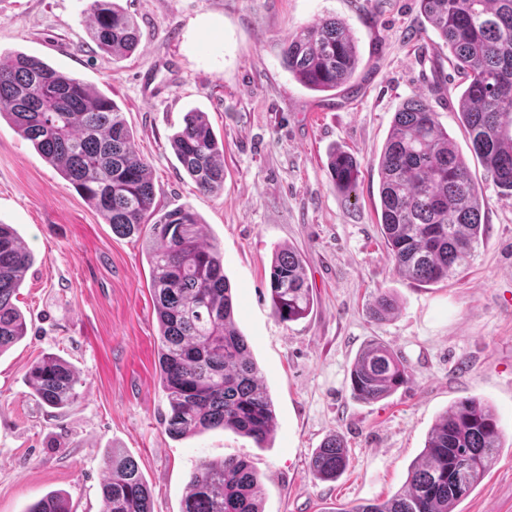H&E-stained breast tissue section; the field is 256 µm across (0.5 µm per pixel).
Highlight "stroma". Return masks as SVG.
<instances>
[{"mask_svg":"<svg viewBox=\"0 0 512 512\" xmlns=\"http://www.w3.org/2000/svg\"><path fill=\"white\" fill-rule=\"evenodd\" d=\"M140 30L121 59L88 34V0H0V52H22L83 79L120 106L149 166L160 210L190 206L207 241L224 252L237 326L273 401L267 447L229 429L181 439L165 431L159 326L145 237L111 225L33 144L0 118V222L34 262L19 290L26 336L0 353V512H26L51 491L73 512H101L107 452L124 449L152 490L153 512H180L201 461L248 456L264 512H330L400 490L437 419L464 398L491 405L503 448L455 512H512V197L470 158L458 122V78L437 36L422 31L418 0H118ZM345 20L362 58L357 92L317 93L292 79L282 46L294 29ZM426 92L458 150L470 159L485 239L469 268L419 284L397 276L381 234L380 154L395 112ZM207 113L224 144V188L196 190L171 136L190 109ZM335 148L360 162L355 191L334 187ZM306 260L314 306L283 322L272 312L275 250ZM387 289V320L366 305ZM384 342L412 371L407 387L355 400L349 372L368 340ZM74 368L78 399L65 413L38 406L26 372L43 355ZM340 435L349 461L315 479L312 454Z\"/></svg>","mask_w":512,"mask_h":512,"instance_id":"obj_1","label":"stroma"}]
</instances>
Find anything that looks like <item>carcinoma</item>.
Returning <instances> with one entry per match:
<instances>
[{
  "mask_svg": "<svg viewBox=\"0 0 512 512\" xmlns=\"http://www.w3.org/2000/svg\"><path fill=\"white\" fill-rule=\"evenodd\" d=\"M428 25L448 48L463 88L456 112L486 176L512 196V0H419ZM91 39L114 57L134 51L139 28L113 0H90ZM283 63L304 87L336 91L361 64L355 38L336 18L302 26L284 39ZM25 139L87 203L127 236L150 225L147 258L160 337L159 382L166 394V432L173 438L231 429L263 448L276 428L273 401L235 321L221 249L203 241L189 206L161 212L149 164L133 148V133L112 98L84 80L23 53L0 54V118ZM171 145L203 194L224 189V143L207 114L186 113ZM380 225L396 274L435 284L465 269L481 238L482 196L469 165L423 93L394 114L377 159ZM334 186L355 190L360 164L346 151L329 154ZM33 263L25 242L0 224V353L27 334L15 304ZM272 310L282 322L306 317L314 304L305 261L292 248L275 253L270 269ZM396 310L380 291L373 318ZM411 367L391 347L370 341L355 355L351 394L378 402L408 384ZM32 395L62 411L77 399V379L64 359L45 356L27 372ZM502 448L498 418L477 398L454 403L434 424L405 485L390 498L331 512H455L496 464ZM101 485L102 512H153L152 492L138 463L120 448L109 451ZM340 438L328 439L309 466L320 480L346 467ZM26 512H73L50 492ZM180 512H263L262 482L249 458L203 461L190 475Z\"/></svg>",
  "mask_w": 512,
  "mask_h": 512,
  "instance_id": "cac0c4a2",
  "label": "carcinoma"
}]
</instances>
